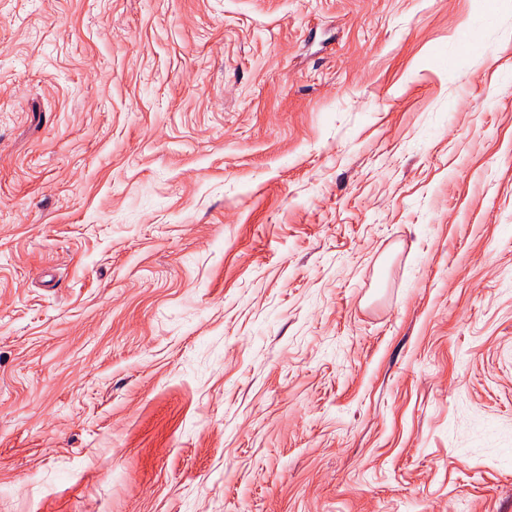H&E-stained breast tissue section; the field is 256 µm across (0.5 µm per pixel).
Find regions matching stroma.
I'll return each instance as SVG.
<instances>
[{"label": "stroma", "mask_w": 512, "mask_h": 512, "mask_svg": "<svg viewBox=\"0 0 512 512\" xmlns=\"http://www.w3.org/2000/svg\"><path fill=\"white\" fill-rule=\"evenodd\" d=\"M0 512H512V0H0Z\"/></svg>", "instance_id": "stroma-1"}]
</instances>
